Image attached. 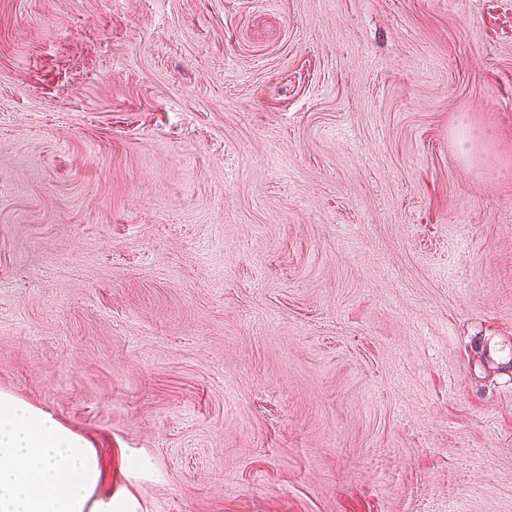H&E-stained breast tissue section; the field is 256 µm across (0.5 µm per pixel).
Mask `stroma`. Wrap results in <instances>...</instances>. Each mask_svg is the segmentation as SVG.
I'll list each match as a JSON object with an SVG mask.
<instances>
[{"mask_svg": "<svg viewBox=\"0 0 512 512\" xmlns=\"http://www.w3.org/2000/svg\"><path fill=\"white\" fill-rule=\"evenodd\" d=\"M0 390L132 512H512V0H0Z\"/></svg>", "mask_w": 512, "mask_h": 512, "instance_id": "stroma-1", "label": "stroma"}]
</instances>
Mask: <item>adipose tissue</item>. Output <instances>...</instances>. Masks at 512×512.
Returning a JSON list of instances; mask_svg holds the SVG:
<instances>
[{"instance_id":"adipose-tissue-1","label":"adipose tissue","mask_w":512,"mask_h":512,"mask_svg":"<svg viewBox=\"0 0 512 512\" xmlns=\"http://www.w3.org/2000/svg\"><path fill=\"white\" fill-rule=\"evenodd\" d=\"M102 479L87 441L0 391V512H120L96 498Z\"/></svg>"}]
</instances>
